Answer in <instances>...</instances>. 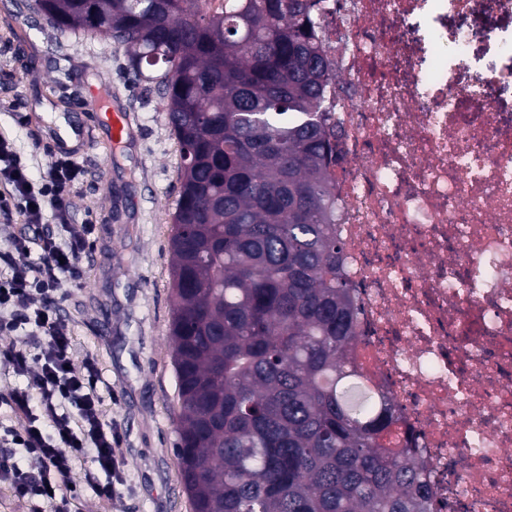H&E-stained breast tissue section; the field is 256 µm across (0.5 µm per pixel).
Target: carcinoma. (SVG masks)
<instances>
[{
  "label": "carcinoma",
  "instance_id": "cac0c4a2",
  "mask_svg": "<svg viewBox=\"0 0 512 512\" xmlns=\"http://www.w3.org/2000/svg\"><path fill=\"white\" fill-rule=\"evenodd\" d=\"M318 0H34L102 34L180 147L170 335L192 512H430L357 373Z\"/></svg>",
  "mask_w": 512,
  "mask_h": 512
}]
</instances>
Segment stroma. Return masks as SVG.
<instances>
[{"label": "stroma", "instance_id": "35a3bbf8", "mask_svg": "<svg viewBox=\"0 0 512 512\" xmlns=\"http://www.w3.org/2000/svg\"><path fill=\"white\" fill-rule=\"evenodd\" d=\"M131 118L123 144L108 143L89 95ZM0 136L39 181L55 155L70 152L87 172L66 201L71 221L92 228L82 280H63L54 304L66 320L74 357L92 355L103 420L120 437L122 483L98 498L103 479L92 454L74 466L70 497L80 512H191L177 468L178 410L169 338V239L178 199L179 145L158 98L134 80L123 46L96 33L47 26L21 0H0Z\"/></svg>", "mask_w": 512, "mask_h": 512}]
</instances>
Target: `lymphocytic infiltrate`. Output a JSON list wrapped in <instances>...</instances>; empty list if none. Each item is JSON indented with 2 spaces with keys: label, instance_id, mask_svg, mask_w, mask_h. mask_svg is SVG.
<instances>
[{
  "label": "lymphocytic infiltrate",
  "instance_id": "1",
  "mask_svg": "<svg viewBox=\"0 0 512 512\" xmlns=\"http://www.w3.org/2000/svg\"><path fill=\"white\" fill-rule=\"evenodd\" d=\"M85 171L67 155L57 157L39 184H32L27 166L10 143L0 138V181L9 185L0 193V212L18 210L33 236L15 239L16 252H28L37 245L41 259L36 263H12L11 276L0 283V307L9 308L0 315V335L28 326L34 338L44 341L38 362H31L26 349L8 346L0 349L18 373L29 376L31 392L17 391L10 404L17 417L14 426L0 432V440L25 448L31 462L21 469L9 459H0V482L7 484L28 512H43L51 503L55 512H71L65 492L72 484L74 464L85 449H92L99 470L108 474L107 482L94 485L96 495L105 501L117 494L111 477L119 470L115 456L116 437L102 420L101 398L97 392L98 371L93 357L75 362L69 329L50 300L60 286L61 274L80 282L78 260L89 246L90 227L70 223L65 196L83 184ZM54 205L62 237L39 231L42 210ZM42 305H34V298ZM38 397L40 413L30 410L31 397Z\"/></svg>",
  "mask_w": 512,
  "mask_h": 512
}]
</instances>
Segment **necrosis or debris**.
I'll return each mask as SVG.
<instances>
[{
    "mask_svg": "<svg viewBox=\"0 0 512 512\" xmlns=\"http://www.w3.org/2000/svg\"><path fill=\"white\" fill-rule=\"evenodd\" d=\"M350 358L392 404L431 512H512V0H323ZM473 18L506 68L457 74Z\"/></svg>",
    "mask_w": 512,
    "mask_h": 512,
    "instance_id": "obj_1",
    "label": "necrosis or debris"
}]
</instances>
